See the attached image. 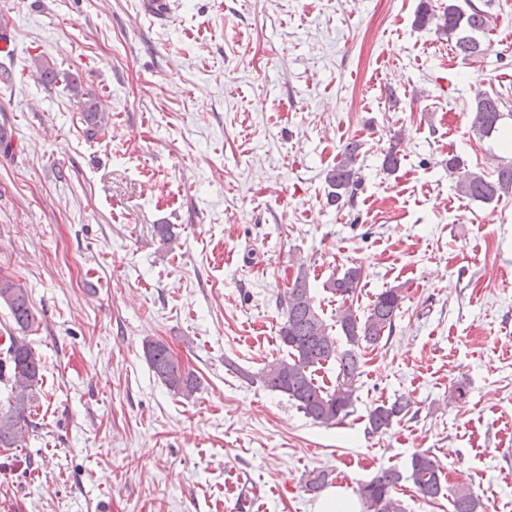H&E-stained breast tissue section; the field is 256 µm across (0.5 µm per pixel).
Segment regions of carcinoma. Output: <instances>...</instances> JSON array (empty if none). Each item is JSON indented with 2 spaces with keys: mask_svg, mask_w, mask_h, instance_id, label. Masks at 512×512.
Instances as JSON below:
<instances>
[{
  "mask_svg": "<svg viewBox=\"0 0 512 512\" xmlns=\"http://www.w3.org/2000/svg\"><path fill=\"white\" fill-rule=\"evenodd\" d=\"M488 22V12L472 0H465L463 6L456 0H448V6L440 12L423 3L415 15L416 26H433L436 32L455 38L454 48L465 58L486 53L483 37ZM39 79L44 84H55L60 79L66 82L73 98L78 100L88 134L94 136L105 129V114L98 110L92 94L83 91L76 79L50 66L40 68ZM499 104L500 97L486 92L474 97L471 128L479 135L489 138L499 132L505 119ZM400 145L399 135L391 137L383 159L386 170L397 169ZM361 149L362 142L348 141L342 148L340 160L327 172L331 202L339 204L353 199L360 187L362 176L357 164ZM457 190L474 201L500 199L512 192V159L499 160L492 178L482 173H464L457 181ZM362 277L363 268L358 265L326 282L330 292L342 301L336 314V326L332 327L313 302L307 270L299 266L288 287V305L279 329L287 357L259 375L263 386L287 396L299 412L321 426L338 425L350 415L356 384L362 374L361 350L377 345L385 334L392 333L404 299L403 289L388 288L375 297L364 315L357 314L354 299L358 297ZM0 306L9 310L20 332L18 336H8L5 356L0 357V383L7 390L6 397L0 400V448H17L37 427L33 414L39 405L42 358L23 333L38 322V314L26 289L7 277H0ZM142 347L152 373L169 391L184 398L197 392L199 382L192 371L175 377L176 363L163 342L146 337ZM330 363L336 364V378L333 385L326 387L317 381L315 374ZM410 408L411 401L403 396L375 406L367 416L369 432L385 433L394 420L408 414ZM404 478L412 481L417 494L425 501L443 494L440 465L431 454L417 452L411 456L408 476L395 469H380L358 489L362 512H403L395 489ZM448 496L451 512H482L483 503L467 486L448 491Z\"/></svg>",
  "mask_w": 512,
  "mask_h": 512,
  "instance_id": "obj_1",
  "label": "carcinoma"
}]
</instances>
